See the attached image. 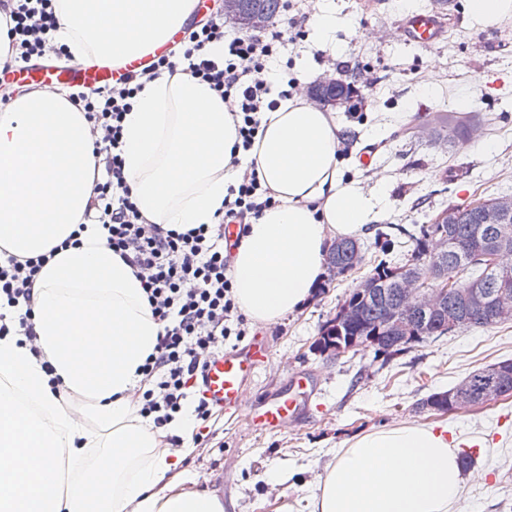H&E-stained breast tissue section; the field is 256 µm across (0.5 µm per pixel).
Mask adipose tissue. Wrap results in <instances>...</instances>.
<instances>
[{
  "instance_id": "obj_1",
  "label": "adipose tissue",
  "mask_w": 512,
  "mask_h": 512,
  "mask_svg": "<svg viewBox=\"0 0 512 512\" xmlns=\"http://www.w3.org/2000/svg\"><path fill=\"white\" fill-rule=\"evenodd\" d=\"M192 10L193 0H63L61 60L90 66L147 52L183 30ZM339 132L333 113L296 96L261 115L249 158L275 204L252 219L231 266L235 302L254 321L302 307L332 242L364 235L383 215L381 189L346 178ZM238 141L223 98L188 64L145 81L123 122L122 154L145 222L179 232L216 224ZM103 173L68 91H25L0 106V250L48 258L33 288L35 345L0 337V412L17 383L54 420L34 440L33 494L11 512H224L208 489L166 483L180 458L167 429L136 413L137 370L163 328L140 278L85 220ZM99 448L129 456L109 478L62 484L63 460ZM463 486L447 427L406 423L352 441L328 465L314 512H451Z\"/></svg>"
}]
</instances>
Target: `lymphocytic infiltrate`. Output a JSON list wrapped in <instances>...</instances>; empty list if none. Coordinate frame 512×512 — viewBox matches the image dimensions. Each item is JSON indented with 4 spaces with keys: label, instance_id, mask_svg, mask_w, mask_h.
<instances>
[{
    "label": "lymphocytic infiltrate",
    "instance_id": "obj_1",
    "mask_svg": "<svg viewBox=\"0 0 512 512\" xmlns=\"http://www.w3.org/2000/svg\"><path fill=\"white\" fill-rule=\"evenodd\" d=\"M59 0H0V13L10 21L8 37L15 50V65L43 58L51 49L57 30ZM287 40L282 31L269 35L227 36L222 15L188 28L176 49L160 57L149 77L175 71L188 62L193 74L223 97L237 123L243 151H250L260 129V115L275 110L268 64ZM136 74L98 88L96 97L72 94L83 106L97 137L95 154L104 158L108 179L98 187L93 207L98 214L108 247L143 280L154 319L164 326L155 351L142 367L145 389L135 406L142 418L161 428L192 412L207 420L212 409L194 386L209 360L215 343L243 338L246 318L239 313L227 272L230 252L224 246V227L244 224L259 216L274 200L264 189L255 168H247L224 198L225 214L215 227H199L178 233L162 225L145 229L142 216L123 188L122 122L135 89ZM44 258L18 259L0 254V300L13 308L12 317L0 312V336L16 325L34 338L31 311L23 303L31 299L35 278Z\"/></svg>",
    "mask_w": 512,
    "mask_h": 512
}]
</instances>
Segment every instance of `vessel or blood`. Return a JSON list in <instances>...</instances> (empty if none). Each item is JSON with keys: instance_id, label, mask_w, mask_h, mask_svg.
<instances>
[{"instance_id": "1", "label": "vessel or blood", "mask_w": 512, "mask_h": 512, "mask_svg": "<svg viewBox=\"0 0 512 512\" xmlns=\"http://www.w3.org/2000/svg\"><path fill=\"white\" fill-rule=\"evenodd\" d=\"M445 26L438 14L430 10H412L395 23L389 35L394 40L413 46H432L444 36ZM138 59L130 60L124 69L109 65L86 68L60 69L47 63H33L15 70L20 81L34 86L74 84L96 88L111 84L121 71H133L141 67ZM267 356V346L262 338H254L247 348L224 352L212 359L200 377V388L213 407L227 413L238 414L246 408L247 382L258 365ZM301 380H294L287 395L272 403L271 407L255 415V425L274 428L307 401Z\"/></svg>"}]
</instances>
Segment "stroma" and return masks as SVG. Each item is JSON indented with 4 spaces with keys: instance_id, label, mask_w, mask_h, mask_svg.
I'll return each mask as SVG.
<instances>
[{
    "instance_id": "1",
    "label": "stroma",
    "mask_w": 512,
    "mask_h": 512,
    "mask_svg": "<svg viewBox=\"0 0 512 512\" xmlns=\"http://www.w3.org/2000/svg\"><path fill=\"white\" fill-rule=\"evenodd\" d=\"M399 0H297L302 40L282 48L272 70L312 86L323 78L361 85L363 109H336L344 156L370 153V166L347 167L363 189L381 184L386 217L360 237L366 258L400 261L395 242L418 233L433 215L476 197L512 196V17L485 27L470 0H448L447 34L432 47H406L367 36L402 14ZM333 23L327 35L319 16ZM372 73V86L363 83ZM477 111L478 140L436 143L422 134L435 115ZM364 269L323 275L312 298L280 322H248L269 352L251 382L256 405L285 393L291 377H306L309 401L281 427L257 429L250 418L219 413L190 419L173 449L189 454L171 473L213 490L224 512H313L314 498L341 449L356 435L403 422L447 426L470 453L482 444L453 512H512V398L451 414L422 408L472 371L512 358V323L455 331L395 354L359 350L324 357L312 344Z\"/></svg>"
}]
</instances>
